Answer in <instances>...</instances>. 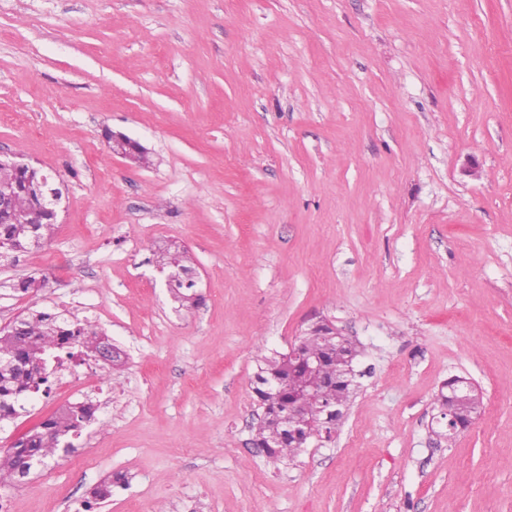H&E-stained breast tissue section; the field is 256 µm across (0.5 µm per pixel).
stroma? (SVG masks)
Masks as SVG:
<instances>
[{
  "label": "stroma",
  "mask_w": 512,
  "mask_h": 512,
  "mask_svg": "<svg viewBox=\"0 0 512 512\" xmlns=\"http://www.w3.org/2000/svg\"><path fill=\"white\" fill-rule=\"evenodd\" d=\"M0 150L66 188L0 265V328L35 303L124 356L96 366L95 469L0 485L16 512H83L117 472L94 512H512V0H0ZM323 323L359 388L278 468L251 444L256 357ZM453 377L484 406L448 443ZM75 400L32 398L0 448ZM105 136L109 142L112 141L113 152L120 153L135 162H139L138 160L144 155V150L141 145L127 137L121 135L116 136L110 132H106ZM160 258L162 268L167 269L168 275H170L166 283L168 287L170 286L175 301L179 303V306L187 309L196 307L202 297L196 291L195 278L189 276L190 273H195V269L188 251L184 249L167 250Z\"/></svg>",
  "instance_id": "1"
}]
</instances>
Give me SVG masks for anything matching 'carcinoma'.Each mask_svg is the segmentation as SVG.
<instances>
[{"instance_id":"1","label":"carcinoma","mask_w":512,"mask_h":512,"mask_svg":"<svg viewBox=\"0 0 512 512\" xmlns=\"http://www.w3.org/2000/svg\"><path fill=\"white\" fill-rule=\"evenodd\" d=\"M32 175L8 164H0V195L9 197V206L0 215V262L26 252L49 240L53 221H32L39 198L27 187ZM162 268L173 277L174 299L187 309L202 297L196 291L191 257L176 249L161 255ZM110 339L89 321L70 319L61 313L34 310L0 329V430L19 418L21 402L35 394H48L54 365L74 358H98ZM351 352L338 344L326 327L310 329L299 337L297 349L282 356H262L254 375L253 392L265 414L254 430V441L273 462L291 460L312 438L311 431L288 427L280 414L288 407L290 392L303 383L316 390L315 402L328 410L343 411L351 401L352 382L345 369ZM482 405L450 407L453 428L440 432L453 437L466 429ZM94 421L90 404L73 403L19 435L10 448L0 451V483L20 482L23 467L30 470L47 464L62 448L73 447L87 424ZM114 481L107 479L91 492V509L112 495Z\"/></svg>"}]
</instances>
